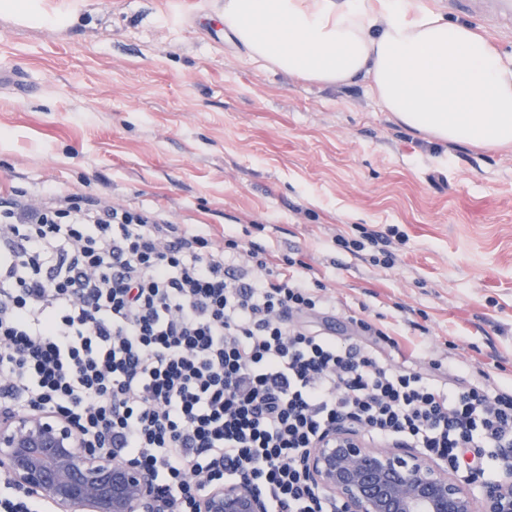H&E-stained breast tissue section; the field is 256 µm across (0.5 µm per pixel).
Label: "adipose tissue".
I'll return each mask as SVG.
<instances>
[{"label":"adipose tissue","instance_id":"1","mask_svg":"<svg viewBox=\"0 0 512 512\" xmlns=\"http://www.w3.org/2000/svg\"><path fill=\"white\" fill-rule=\"evenodd\" d=\"M224 25L269 67L367 82L398 123L436 142L512 148V58L422 0H224Z\"/></svg>","mask_w":512,"mask_h":512}]
</instances>
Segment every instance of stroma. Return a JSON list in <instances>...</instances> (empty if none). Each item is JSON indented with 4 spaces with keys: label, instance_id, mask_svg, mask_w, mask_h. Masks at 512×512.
Listing matches in <instances>:
<instances>
[{
    "label": "stroma",
    "instance_id": "stroma-1",
    "mask_svg": "<svg viewBox=\"0 0 512 512\" xmlns=\"http://www.w3.org/2000/svg\"><path fill=\"white\" fill-rule=\"evenodd\" d=\"M224 0H40L0 12V189L88 192L301 260L345 338L380 317L389 364L512 382V149L441 144L367 84L324 88L209 34ZM396 226L385 268L337 235ZM350 324L358 336H374L376 343L389 348H399V342L373 320L355 315H349Z\"/></svg>",
    "mask_w": 512,
    "mask_h": 512
}]
</instances>
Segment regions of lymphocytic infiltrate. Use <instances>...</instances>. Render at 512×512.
<instances>
[{
  "instance_id": "1",
  "label": "lymphocytic infiltrate",
  "mask_w": 512,
  "mask_h": 512,
  "mask_svg": "<svg viewBox=\"0 0 512 512\" xmlns=\"http://www.w3.org/2000/svg\"><path fill=\"white\" fill-rule=\"evenodd\" d=\"M324 290L293 259L158 209L12 191L0 197V407L60 414L188 507L242 475L269 512H339L302 460L340 424L457 469L466 448L512 458V386L386 364L376 344L399 343L366 317L350 316L344 341L299 325L329 313Z\"/></svg>"
}]
</instances>
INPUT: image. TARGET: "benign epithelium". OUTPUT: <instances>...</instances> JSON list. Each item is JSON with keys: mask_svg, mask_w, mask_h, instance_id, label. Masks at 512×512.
Here are the masks:
<instances>
[{"mask_svg": "<svg viewBox=\"0 0 512 512\" xmlns=\"http://www.w3.org/2000/svg\"><path fill=\"white\" fill-rule=\"evenodd\" d=\"M303 464L312 485L343 512H512V467L476 485L421 452L371 448L338 425ZM0 470L15 488L53 512H172L152 471L83 445L59 415L26 409L0 414ZM480 490H475V487ZM195 512H268L245 477L212 483Z\"/></svg>", "mask_w": 512, "mask_h": 512, "instance_id": "benign-epithelium-1", "label": "benign epithelium"}]
</instances>
